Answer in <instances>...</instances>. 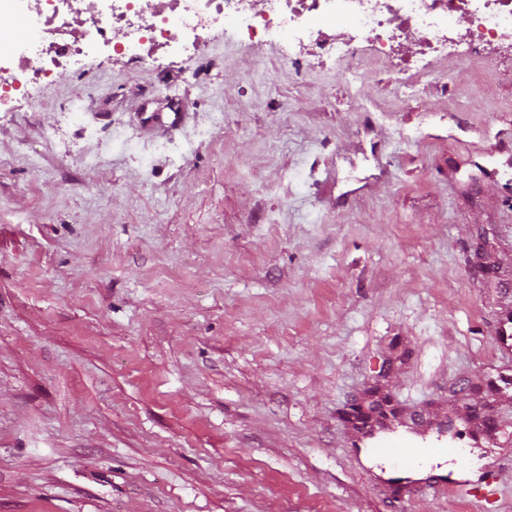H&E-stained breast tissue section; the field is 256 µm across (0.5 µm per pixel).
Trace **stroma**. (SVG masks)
Segmentation results:
<instances>
[{
	"label": "stroma",
	"instance_id": "35a3bbf8",
	"mask_svg": "<svg viewBox=\"0 0 512 512\" xmlns=\"http://www.w3.org/2000/svg\"><path fill=\"white\" fill-rule=\"evenodd\" d=\"M260 55L249 80L219 32L0 112V512H512V447L480 453L486 501L439 497L346 416L512 426V50L403 91L288 34Z\"/></svg>",
	"mask_w": 512,
	"mask_h": 512
}]
</instances>
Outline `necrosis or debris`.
Instances as JSON below:
<instances>
[{
  "instance_id": "obj_1",
  "label": "necrosis or debris",
  "mask_w": 512,
  "mask_h": 512,
  "mask_svg": "<svg viewBox=\"0 0 512 512\" xmlns=\"http://www.w3.org/2000/svg\"><path fill=\"white\" fill-rule=\"evenodd\" d=\"M82 0H0V13L37 19L41 37L25 47L13 30L0 28V107L29 88L50 81L66 67L106 51L128 55L141 64L156 62L158 51L196 41L216 27L239 47L268 45L271 36L288 31L318 56L358 57L348 68V82L361 81L364 67L391 65L399 84L412 85L410 59L398 57L402 38L416 37L422 58L447 48L448 21L464 18L466 41L475 47H512V0H98L85 15ZM346 17L349 30L336 27Z\"/></svg>"
}]
</instances>
